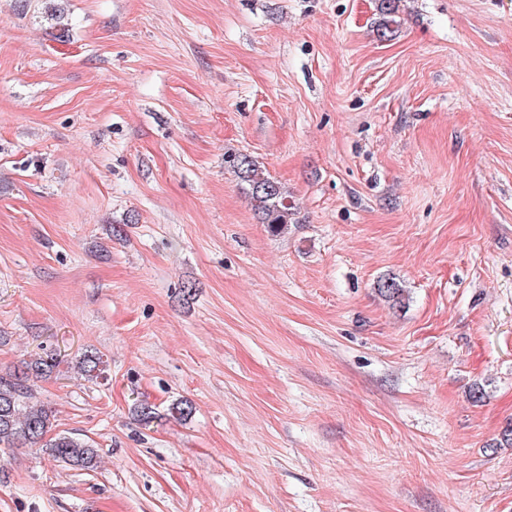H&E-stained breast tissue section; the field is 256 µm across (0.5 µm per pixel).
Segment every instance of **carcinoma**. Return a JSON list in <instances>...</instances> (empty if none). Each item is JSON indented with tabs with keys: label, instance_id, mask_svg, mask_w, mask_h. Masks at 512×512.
Returning a JSON list of instances; mask_svg holds the SVG:
<instances>
[{
	"label": "carcinoma",
	"instance_id": "obj_1",
	"mask_svg": "<svg viewBox=\"0 0 512 512\" xmlns=\"http://www.w3.org/2000/svg\"><path fill=\"white\" fill-rule=\"evenodd\" d=\"M401 0H379L383 16L380 37H390L397 24ZM233 167L248 192L264 223L274 231L287 229L294 215L280 184L266 175L247 154L233 159ZM378 292L393 305L403 302L404 289L392 279L378 284ZM101 357L86 353L79 361L85 377L94 381L100 377ZM60 365L58 358L47 355L24 361L13 371L0 375V447L17 448L23 444H43V448L57 461L81 471H94L98 467V450L88 441L66 434L47 438L52 430V412L36 400L30 381L54 373Z\"/></svg>",
	"mask_w": 512,
	"mask_h": 512
}]
</instances>
